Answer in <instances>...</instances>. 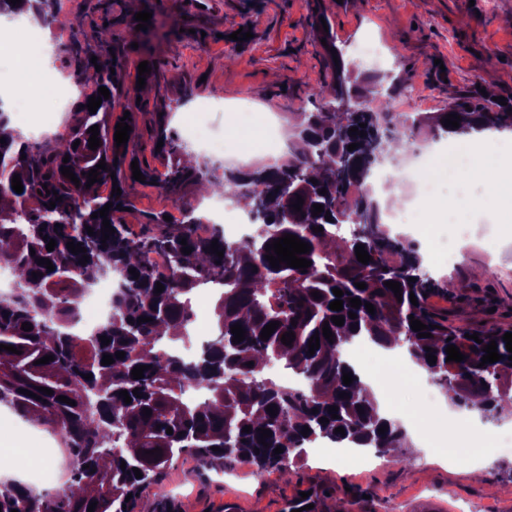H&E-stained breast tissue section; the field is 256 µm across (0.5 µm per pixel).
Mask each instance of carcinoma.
<instances>
[{"mask_svg": "<svg viewBox=\"0 0 512 512\" xmlns=\"http://www.w3.org/2000/svg\"><path fill=\"white\" fill-rule=\"evenodd\" d=\"M31 12L45 24L59 22L57 0H21L14 6L0 0V16L19 17ZM73 74L80 83L106 87L110 98L102 100L97 112L85 108L88 100L75 112L74 123L53 145L22 138L10 128V118L0 107V199L8 198L11 206L0 209V266L8 267L15 288L0 294V344L22 351L17 355L0 349V405H6L28 421L49 426L60 435L72 460L69 483L59 490H36L15 481L0 480V512H87L97 502L95 512H133L135 498L144 486L159 484L161 473L181 454L193 452L205 463L245 464L257 478L273 469L288 471L290 463L306 455L305 445L319 439L334 443H352L373 448L378 453L397 452L407 455V434L401 423L380 415L367 386L344 357L346 346L366 340L379 346L394 344L406 347L440 388L448 401L478 412L482 419H500L498 408L512 399L511 352L506 350L504 329L478 334L481 342L469 338L473 331L453 326L448 315L433 310L428 298L450 294L459 285L440 282L425 270L414 243L391 234L380 220L372 195L364 190L371 170L390 155L396 145L406 151L413 137L424 132L433 137L466 135L495 128L512 129V105L465 107L458 102L448 112H394L385 118L380 110L343 114L336 111L337 100L354 93L364 96L369 89L351 79L343 58L328 59L330 81L316 87L312 95L325 100L319 112L290 113L291 136L288 155L273 164L255 163L245 170L220 169L214 161L201 156L193 163L185 161L190 148L167 132L166 117L172 102L156 103L155 140H163L160 152L169 156L164 171L138 162L145 182L155 183L164 194L180 203L182 218L174 223L156 217L153 223L163 226L156 234L136 235L118 217L116 206L130 208L133 202L126 185L132 180L131 162L137 158L138 134L133 122L126 144L118 147L114 140L116 125L109 119L112 100L129 93L119 81L126 68L127 56L120 50L90 62L95 50L73 38L70 46ZM101 70H96L95 65ZM461 116L459 127H446L441 120L446 114ZM364 123L363 136L349 134V129ZM99 126L100 146L89 148L91 126ZM78 146H73L75 141ZM356 143L358 148L348 150ZM68 162H63L64 157ZM105 160L108 170H99L101 181L85 187L87 173ZM67 166L80 185L64 177ZM20 175L23 192L12 188L13 175ZM297 175L301 187L288 195L282 187ZM317 183H312V180ZM207 182L211 190L233 201L249 200L248 213L257 222L255 232L240 242L224 239V231L214 225L200 234L196 225L201 217L195 208L181 201L182 189L192 183ZM117 185L121 196L101 191L103 185ZM326 194H321V189ZM302 197L301 210L292 208ZM55 208H49V202ZM112 204L107 218L116 233L102 240V217L92 214ZM324 211L313 215V205ZM331 220H326L325 215ZM360 219L364 234L346 237L337 233L338 225L354 224ZM61 228H55V224ZM94 230L88 235L85 226ZM317 226L323 231L314 232ZM286 234L297 236L310 246L304 258L311 265L304 271L279 264L271 267L265 258L267 245ZM186 239L192 252L181 251ZM56 240L54 250H46L48 240ZM218 241L223 257L210 249ZM87 249V263H79L82 254L74 255L67 242ZM365 245L372 261L357 260L355 246ZM35 254H30V250ZM163 253L170 259L169 273L156 271L150 255ZM45 258L55 266L49 270L38 260ZM221 264H216V261ZM139 278H133L129 269ZM96 276L111 275L121 284L115 297L112 320L92 336H72L68 325L75 319L84 290ZM40 276L32 278V273ZM416 281L411 282L409 278ZM400 283L402 300L384 285ZM211 281L224 285L223 295L215 302L216 336L201 354L185 363L160 347L166 342L186 339L190 302L195 288ZM164 290L155 294L156 283ZM363 282L359 289L355 283ZM343 291V309L333 311L336 299L333 289ZM321 298L315 299L311 292ZM415 295L418 305L410 302ZM358 298L362 305L355 309L349 299ZM375 312L368 313L365 303ZM356 318H349V313ZM333 316L344 317L337 326ZM152 318L138 322L139 318ZM428 326L430 338H420L411 329L410 318ZM279 326L269 339H260L261 331L271 322ZM296 325H291V322ZM32 329H21L23 323ZM328 323L333 341L319 335V349L308 353V341ZM240 324L245 339L232 342L231 326ZM294 332L292 344L282 343V335ZM111 339L107 345L100 337ZM496 341L502 359L478 367L483 347ZM454 345L465 355L457 363L446 361V348ZM437 357L431 364L426 348ZM125 352L123 359L101 365L103 355ZM51 355L47 364L34 361ZM281 361L285 367L303 377L304 391L278 384L263 375L270 361ZM252 365H247V362ZM146 365L143 378L134 379V367ZM351 373L353 382L343 384V373ZM92 374L86 380L84 376ZM47 387V395L39 388ZM139 389L143 397H132L125 403L119 391ZM26 389L34 399L20 393ZM205 390L208 397L200 403L185 399L189 391ZM346 392L349 398L339 394ZM76 402L71 406L57 397ZM275 406V414L266 412ZM338 407V418H331L329 407ZM151 415L143 414L144 408ZM326 417L327 423L319 422ZM388 426L385 433L378 432ZM251 427L246 433L243 428ZM310 428L303 436V427ZM172 433H166L167 428ZM342 427L345 434L335 432ZM272 436L260 443V429ZM218 450H212V447ZM283 449L280 454L275 448ZM158 448L162 454L154 458L144 454ZM142 477H135L133 469Z\"/></svg>", "mask_w": 512, "mask_h": 512, "instance_id": "1", "label": "carcinoma"}]
</instances>
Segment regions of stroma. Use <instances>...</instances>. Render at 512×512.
Instances as JSON below:
<instances>
[{
    "label": "stroma",
    "instance_id": "stroma-1",
    "mask_svg": "<svg viewBox=\"0 0 512 512\" xmlns=\"http://www.w3.org/2000/svg\"><path fill=\"white\" fill-rule=\"evenodd\" d=\"M215 10L200 13L185 0H138V9L151 12L163 24L168 38L129 49L136 65L147 62L150 72L139 77L135 67L123 74L129 95L116 99L115 115L130 112L136 120L140 160L160 168L167 155L155 153L153 136L158 99L172 100L169 130L175 139L189 141L190 120L198 111L224 130L225 148L261 162L269 155L288 153L280 139L259 137L244 142L241 122L266 126L269 116L316 112L321 99L312 87L326 79V51L314 24L324 17L352 75L364 82L368 74L354 66V47L364 38L379 42L393 63L400 86L416 85L426 96L420 109L440 112L455 100L485 104L493 97L512 101V0H217ZM128 0H67L62 24L42 26L53 47L47 75L49 94L29 98L31 117L56 103L62 85L72 79L67 47L72 38L97 44V33L113 18L114 31L126 35L135 26ZM250 31L249 40H232L233 32ZM145 87H138V80ZM127 191L134 206L124 222L140 232L154 215L173 214V200L157 188L131 182ZM472 187L464 185L449 195L447 211L435 214L419 207L404 235L413 241L429 274L463 283L461 292L436 295L431 305L447 313L456 325L486 328L512 327V223L497 221L494 209L469 212ZM470 232L466 248L447 255L445 244L457 223ZM381 388L402 412L418 410L417 429L424 437L413 445L412 458L374 455L370 463L337 455L336 445L319 441L321 455H307L287 473L271 471L256 479L245 465L216 470L192 453L174 460L160 485L141 490L134 512H161L162 502L176 504L178 512H222L232 503L236 512H288L300 493L321 486L324 494L317 512H416L432 503L437 512H512V429L504 424H472L446 420V396L432 380L403 391L406 378L381 366ZM457 449L488 444L482 480H474L467 463L439 464L440 448Z\"/></svg>",
    "mask_w": 512,
    "mask_h": 512
}]
</instances>
